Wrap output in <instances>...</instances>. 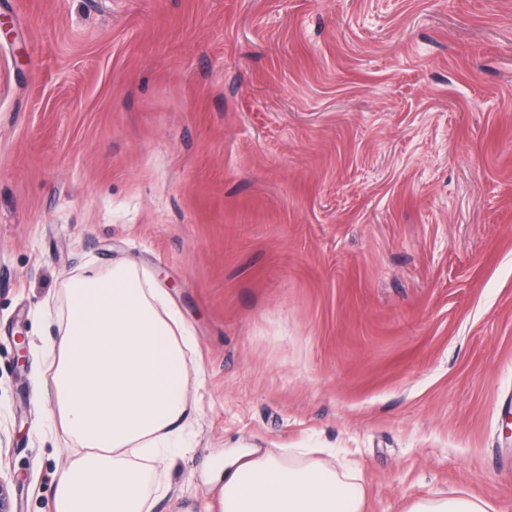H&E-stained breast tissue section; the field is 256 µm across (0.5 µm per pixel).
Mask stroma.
Returning a JSON list of instances; mask_svg holds the SVG:
<instances>
[{
    "label": "stroma",
    "instance_id": "35a3bbf8",
    "mask_svg": "<svg viewBox=\"0 0 512 512\" xmlns=\"http://www.w3.org/2000/svg\"><path fill=\"white\" fill-rule=\"evenodd\" d=\"M129 262L192 327L187 447L335 450L364 512H512V0H0V480L77 458L46 345ZM25 363H17V337ZM489 505L483 500L465 497L453 499L419 498L410 502L406 512H488Z\"/></svg>",
    "mask_w": 512,
    "mask_h": 512
}]
</instances>
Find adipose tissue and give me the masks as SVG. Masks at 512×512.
<instances>
[{"label": "adipose tissue", "instance_id": "adipose-tissue-1", "mask_svg": "<svg viewBox=\"0 0 512 512\" xmlns=\"http://www.w3.org/2000/svg\"><path fill=\"white\" fill-rule=\"evenodd\" d=\"M192 336L146 271L121 265L68 281L45 388L83 452L55 486L54 512H151L133 457L163 456L190 418ZM222 481L218 512H363L354 475L319 462L239 449L225 455Z\"/></svg>", "mask_w": 512, "mask_h": 512}]
</instances>
